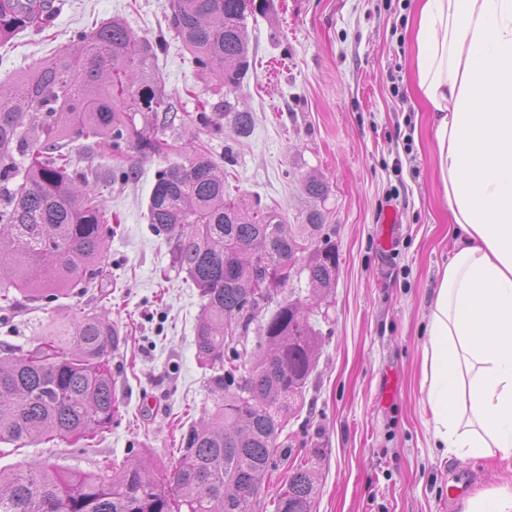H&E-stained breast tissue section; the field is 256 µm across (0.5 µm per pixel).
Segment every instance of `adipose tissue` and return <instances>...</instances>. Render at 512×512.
Instances as JSON below:
<instances>
[{
    "label": "adipose tissue",
    "instance_id": "obj_1",
    "mask_svg": "<svg viewBox=\"0 0 512 512\" xmlns=\"http://www.w3.org/2000/svg\"><path fill=\"white\" fill-rule=\"evenodd\" d=\"M415 83L431 105L459 238L430 305L434 447L512 459V0H423Z\"/></svg>",
    "mask_w": 512,
    "mask_h": 512
}]
</instances>
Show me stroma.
<instances>
[{
	"label": "stroma",
	"mask_w": 512,
	"mask_h": 512,
	"mask_svg": "<svg viewBox=\"0 0 512 512\" xmlns=\"http://www.w3.org/2000/svg\"><path fill=\"white\" fill-rule=\"evenodd\" d=\"M250 19L255 64L230 100L252 112L251 135L215 131L199 119L213 85L168 28L170 0H54L40 31L0 45V82L68 44L73 31L119 16L137 35L162 40L153 67L177 108L159 135L172 146L114 182L110 151L97 150L94 182L112 215L103 272L86 290L22 301L0 319V346L30 348L57 323L106 313L125 342L112 359L122 409L91 446H0V468L47 459L63 471L93 470L106 456L172 465L188 426L211 406L195 326L202 299L172 251L152 232L148 201L156 172L195 147L226 163L232 195L260 199L285 223L302 224L308 175L327 186L336 285L315 305L316 368L300 410L278 439L282 455L256 512H276L293 465L316 466L313 512H461L449 485L468 493L512 487V461L458 460L431 447L421 390L428 305L453 250L455 225L438 179L430 109L413 89V29L419 0H274ZM401 172H394V157Z\"/></svg>",
	"instance_id": "stroma-1"
}]
</instances>
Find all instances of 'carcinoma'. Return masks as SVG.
Listing matches in <instances>:
<instances>
[{
  "instance_id": "1",
  "label": "carcinoma",
  "mask_w": 512,
  "mask_h": 512,
  "mask_svg": "<svg viewBox=\"0 0 512 512\" xmlns=\"http://www.w3.org/2000/svg\"><path fill=\"white\" fill-rule=\"evenodd\" d=\"M50 0H0V41L41 29ZM272 0H170L168 28L189 51L196 71L224 97L212 104L233 132L247 135L253 116L229 95L253 66L245 37L249 17ZM162 42L134 34L120 18L78 30L54 58L34 65L9 88L0 84V298L50 300L96 282L112 225L100 195L95 148L120 164L112 179L128 181L129 153L162 156L159 114L174 111L152 68ZM82 142V159L66 145ZM224 165L195 148L157 171L148 203L152 230L173 244V264L203 299L195 328L200 365L213 406L183 433L170 467L142 460L97 464L96 471L59 472L45 461L0 469V512H253L280 450L283 420L298 405L315 368L319 336L301 300L273 297L301 272L316 297L336 284L338 260L318 203L327 192L315 175L305 189L315 205L304 224L231 197ZM276 277L262 305L258 282ZM275 308H270V305ZM268 318H259L263 310ZM260 321L251 350L229 340L240 318ZM124 342L105 316L83 315L50 331L29 349L0 350V444L92 441L119 413L112 356ZM316 471L292 468L277 512H312Z\"/></svg>"
}]
</instances>
